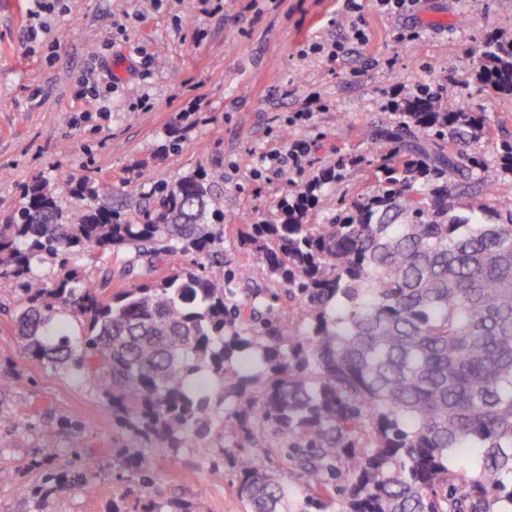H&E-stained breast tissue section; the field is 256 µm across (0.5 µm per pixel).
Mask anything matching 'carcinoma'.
I'll return each instance as SVG.
<instances>
[{"mask_svg":"<svg viewBox=\"0 0 512 512\" xmlns=\"http://www.w3.org/2000/svg\"><path fill=\"white\" fill-rule=\"evenodd\" d=\"M475 78L512 97V41L476 55ZM408 123L371 138L373 194L321 224L336 192L328 167L277 205L275 221L247 224L249 251L297 300L296 324L272 315L278 294L241 299L205 267L176 266L127 286L135 265L162 256L220 254L224 175L189 173L134 214L112 205V181L93 172L45 180L0 224V277L22 288L16 317L30 354L96 381L112 420L138 442L183 448L210 434L238 446L287 439L318 512L336 491L345 512H504L512 505V211L494 224L482 160L462 146L490 135L484 116L421 88L403 101ZM474 203L455 214L460 199ZM95 252L102 288L77 259ZM58 262L49 281L37 265ZM118 266H112V263ZM116 285L108 296L102 289ZM470 449L468 476L448 456ZM143 489L151 464L117 449ZM77 486L93 471L59 463ZM249 512H292L266 462L243 467ZM113 512H196L187 500L136 499Z\"/></svg>","mask_w":512,"mask_h":512,"instance_id":"obj_1","label":"carcinoma"}]
</instances>
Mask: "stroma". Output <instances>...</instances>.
Listing matches in <instances>:
<instances>
[{
	"instance_id": "1",
	"label": "stroma",
	"mask_w": 512,
	"mask_h": 512,
	"mask_svg": "<svg viewBox=\"0 0 512 512\" xmlns=\"http://www.w3.org/2000/svg\"><path fill=\"white\" fill-rule=\"evenodd\" d=\"M45 30L30 35L25 0H0V223L23 204V190L64 170L97 171L114 187L142 184L139 197L114 196L132 213L157 192L198 170L224 173V259H206L210 276L249 264L253 283L268 286L265 261L247 256L235 227L275 217L324 167L338 165L347 201L372 192L375 180L357 159L374 132L401 127L394 93L422 87L438 103L487 113L491 136L470 143L500 210L512 209V173L500 144L512 141V98L474 77L473 52L512 39V0H420L412 18L381 13L362 0L368 41L337 58L312 44L348 36L352 20L339 0H48ZM480 10L479 24L466 16ZM117 84H107L106 73ZM99 75L96 96L77 98L82 80ZM182 150L164 149L171 129ZM306 144L293 157V144ZM25 297L0 279V512H112L142 490L113 465L129 442L95 386L30 357L16 327ZM86 422L73 442L65 421ZM72 463L91 460L93 479L78 488L46 479L43 451ZM262 445L237 448L220 437L171 454L146 447L151 497H181L200 512H246L237 494L240 461Z\"/></svg>"
}]
</instances>
